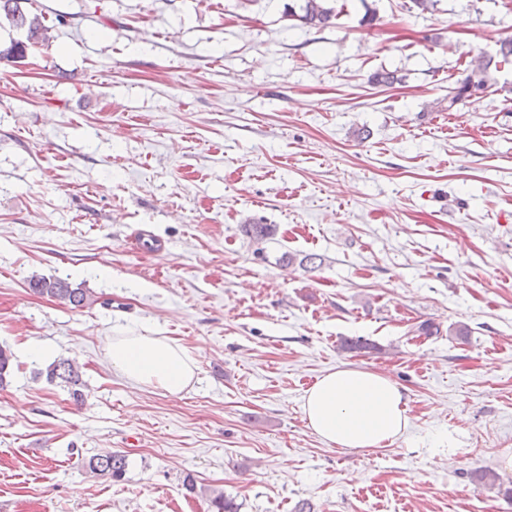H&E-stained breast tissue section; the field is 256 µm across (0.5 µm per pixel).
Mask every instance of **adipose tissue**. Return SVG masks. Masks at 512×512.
<instances>
[{"instance_id": "1", "label": "adipose tissue", "mask_w": 512, "mask_h": 512, "mask_svg": "<svg viewBox=\"0 0 512 512\" xmlns=\"http://www.w3.org/2000/svg\"><path fill=\"white\" fill-rule=\"evenodd\" d=\"M108 356L117 373L171 395L182 393L197 370L194 356L175 341L130 330L113 337ZM302 411L322 442L356 452L386 448L409 428L400 387L386 376L347 364L327 372L306 391Z\"/></svg>"}]
</instances>
